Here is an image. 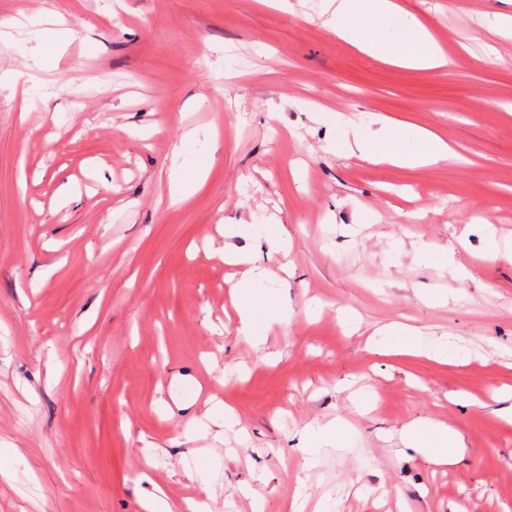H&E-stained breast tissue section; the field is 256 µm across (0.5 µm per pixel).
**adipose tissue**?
Returning <instances> with one entry per match:
<instances>
[{"label": "adipose tissue", "instance_id": "adipose-tissue-1", "mask_svg": "<svg viewBox=\"0 0 512 512\" xmlns=\"http://www.w3.org/2000/svg\"><path fill=\"white\" fill-rule=\"evenodd\" d=\"M322 2L326 27L370 56L411 69L438 70L452 63L429 31L413 14L403 11L396 0ZM345 125L349 135L342 141L341 150L372 164L412 168L447 161L451 154L447 143L419 126L385 121L374 130L351 119ZM196 138V130L185 131L172 152L170 186L173 197L178 199L202 186L208 168L207 163L199 162L193 179L184 176L188 151ZM285 233L283 224L274 216L261 224L224 227L225 257L246 268L234 296L238 331L256 350L266 342V324L289 322L294 311L282 296L284 279L261 265L256 250L236 247L233 240L262 239L276 251L284 247ZM381 333L393 342L397 353L426 356L440 362L448 359L447 343L423 344L419 331L407 325L395 322L382 327ZM401 440L408 447L423 449L429 461L444 464L452 457L454 448L460 446L462 435L448 425L421 421L405 427Z\"/></svg>", "mask_w": 512, "mask_h": 512}]
</instances>
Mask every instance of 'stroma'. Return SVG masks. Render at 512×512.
<instances>
[{
    "label": "stroma",
    "instance_id": "stroma-1",
    "mask_svg": "<svg viewBox=\"0 0 512 512\" xmlns=\"http://www.w3.org/2000/svg\"><path fill=\"white\" fill-rule=\"evenodd\" d=\"M320 0H0V20L60 14L0 43V68L46 54V87H0V442L19 451L0 512H142L143 470L174 507L210 512H512V38L479 19L512 0H405L454 63L374 59L323 24ZM28 112H21V105ZM431 130L461 162L404 168L326 151L333 113ZM203 188L172 201L170 156L187 128ZM278 215L290 323L264 352L241 342L224 224ZM452 253L438 270L417 245ZM447 291V304L427 301ZM321 303L308 314L304 303ZM361 318L348 333L338 311ZM392 322L453 336L448 360L383 354ZM272 354L264 363L262 353ZM206 376L247 431L180 438L205 405L172 382ZM459 427L465 452L437 465L402 426ZM341 419V448L303 466L302 431ZM154 443L146 466L143 441ZM218 455L210 487L192 455Z\"/></svg>",
    "mask_w": 512,
    "mask_h": 512
}]
</instances>
